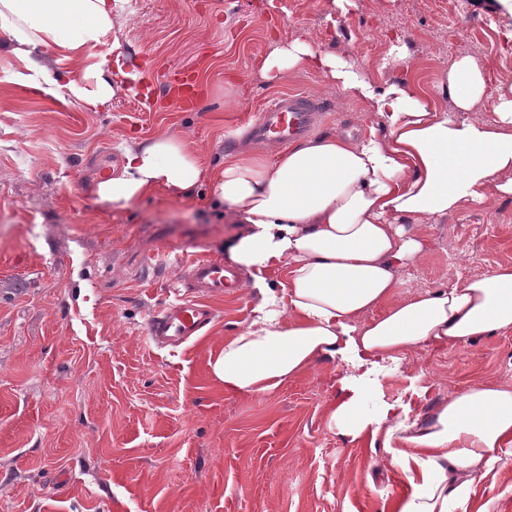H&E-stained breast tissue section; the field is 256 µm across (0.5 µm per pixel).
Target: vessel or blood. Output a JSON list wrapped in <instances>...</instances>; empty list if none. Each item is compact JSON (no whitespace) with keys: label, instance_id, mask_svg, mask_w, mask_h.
<instances>
[{"label":"vessel or blood","instance_id":"vessel-or-blood-1","mask_svg":"<svg viewBox=\"0 0 512 512\" xmlns=\"http://www.w3.org/2000/svg\"><path fill=\"white\" fill-rule=\"evenodd\" d=\"M194 66H175L163 76L162 85L171 106L182 112L198 107L201 86L194 76ZM321 106L302 93H287L267 101L251 133L261 142L288 145L308 135L314 127ZM189 298L163 305L148 324V339L153 347L176 348L204 334L216 320L214 299L226 290L239 287L241 273L225 265L223 258L196 257L181 265Z\"/></svg>","mask_w":512,"mask_h":512}]
</instances>
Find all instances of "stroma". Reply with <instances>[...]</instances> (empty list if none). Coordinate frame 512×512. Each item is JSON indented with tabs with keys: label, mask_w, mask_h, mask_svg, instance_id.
Segmentation results:
<instances>
[{
	"label": "stroma",
	"mask_w": 512,
	"mask_h": 512,
	"mask_svg": "<svg viewBox=\"0 0 512 512\" xmlns=\"http://www.w3.org/2000/svg\"><path fill=\"white\" fill-rule=\"evenodd\" d=\"M113 11L103 107L44 92L80 77V64L46 50L42 86H18L24 64L0 48V512H398L416 489L407 473L379 443L343 440L330 419L343 363L316 362L261 396L213 379L211 357L254 318L250 290L215 300L216 321L187 347L149 345L148 322L181 277L167 251L223 258L242 230L209 187L123 209L94 190L127 150L162 136L207 165L240 150L275 155L249 127L280 92L322 104L317 135L358 136L368 112L321 72L264 78L276 43L305 42L450 114L448 72L470 58L487 89L465 117L491 121L512 90V14L498 0H117ZM196 61V111L142 110L140 92L160 91L166 68ZM414 232L426 249L399 271L402 299L512 264V198L465 204ZM485 382L512 388V332L416 346L383 364L369 396L410 425ZM459 512H512V461L475 483Z\"/></svg>",
	"instance_id": "stroma-1"
}]
</instances>
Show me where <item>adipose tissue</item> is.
<instances>
[{
    "label": "adipose tissue",
    "instance_id": "obj_1",
    "mask_svg": "<svg viewBox=\"0 0 512 512\" xmlns=\"http://www.w3.org/2000/svg\"><path fill=\"white\" fill-rule=\"evenodd\" d=\"M112 0H0L5 47L25 61L18 83L44 73L41 51L66 60L94 53L82 78L47 92L109 104ZM320 70L346 96L376 113L381 131L326 135L272 156L240 151L208 169L180 138L163 136L129 151L96 186L99 201L124 208L162 191L193 198L208 183L217 204L245 229L229 248L260 296L257 316L209 363L228 391L272 392L321 360L351 372L339 380L331 419L349 441L382 436L394 464L420 473V491L400 512H456L475 481L512 453V389L484 383L449 399L423 423H392L390 407L369 405L365 388L380 362L422 343L455 346L512 331V265L472 275L415 298L398 299V271L424 252L412 224L446 216L489 193L512 196V95L491 123L465 120L486 81L469 59L448 74L457 117L436 112L404 84L375 89L334 55L296 41L274 48L264 77ZM285 269L275 289L266 275ZM401 448H394V441Z\"/></svg>",
    "mask_w": 512,
    "mask_h": 512
}]
</instances>
